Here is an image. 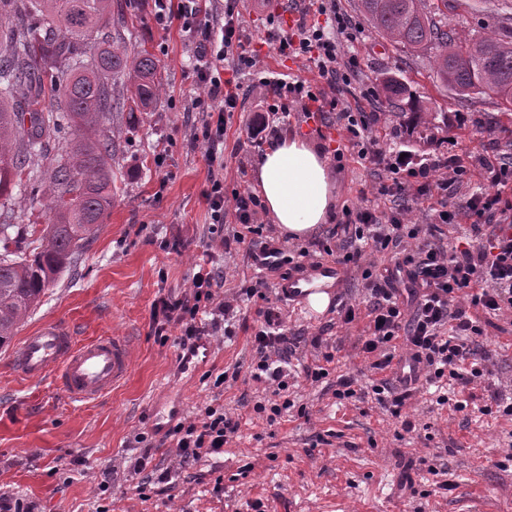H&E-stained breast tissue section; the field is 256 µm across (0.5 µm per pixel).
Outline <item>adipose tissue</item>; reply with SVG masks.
Segmentation results:
<instances>
[{"label":"adipose tissue","instance_id":"adipose-tissue-1","mask_svg":"<svg viewBox=\"0 0 512 512\" xmlns=\"http://www.w3.org/2000/svg\"><path fill=\"white\" fill-rule=\"evenodd\" d=\"M255 188L281 236L315 233L336 209V182L326 157L308 141L288 135L253 159Z\"/></svg>","mask_w":512,"mask_h":512}]
</instances>
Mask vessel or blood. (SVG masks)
Masks as SVG:
<instances>
[{
  "mask_svg": "<svg viewBox=\"0 0 512 512\" xmlns=\"http://www.w3.org/2000/svg\"><path fill=\"white\" fill-rule=\"evenodd\" d=\"M341 281L339 266L318 262L290 273L276 287L281 297L301 301ZM12 366L23 379L53 380L71 402L87 403L125 381L131 368V345L115 335L80 342L67 323L49 320L23 336Z\"/></svg>",
  "mask_w": 512,
  "mask_h": 512,
  "instance_id": "vessel-or-blood-1",
  "label": "vessel or blood"
}]
</instances>
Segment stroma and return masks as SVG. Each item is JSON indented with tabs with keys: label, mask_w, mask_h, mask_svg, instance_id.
I'll use <instances>...</instances> for the list:
<instances>
[{
	"label": "stroma",
	"mask_w": 512,
	"mask_h": 512,
	"mask_svg": "<svg viewBox=\"0 0 512 512\" xmlns=\"http://www.w3.org/2000/svg\"><path fill=\"white\" fill-rule=\"evenodd\" d=\"M352 21L350 54L359 66L349 85L336 92L339 107L359 111L380 91L378 77L390 72L407 80L421 98L447 113V125L417 135L433 152L438 138L454 136L469 167L493 156H512V125L494 98L458 99L433 76L427 57L394 47L367 22L358 0H338ZM245 36L270 71L291 74L309 85L322 80L305 57H284L267 40L266 15L247 0L239 5ZM126 41L131 50H148L157 59L162 95L157 107L129 123L115 113L121 135L112 161L116 194L105 224L48 288L23 331L41 321L68 323L77 339L104 334L126 337L132 345L131 371L124 383L93 402H70L50 381H25L9 362L11 348H0V491L34 503L38 512H512V416L483 413L493 397L512 399V314L491 317L474 311L483 329L474 347L484 374L463 385L468 406L455 412L437 408L428 393L409 399L401 418L371 401L337 400L328 383L298 379L288 389L295 407L280 424L268 426L253 404L262 394L247 370L252 359L254 305H242L230 336H210L207 356L182 365L179 332L160 342L151 326L159 297L187 292L195 261L207 244L223 235L211 224L202 192L208 166L204 149L191 146L198 121L192 108L200 91L190 66L193 43L179 21L169 26L153 19V0H132ZM498 16L487 0H455L448 26L479 30ZM242 109L224 128V193H250L254 183L251 153L241 151L265 91L252 78L241 79ZM493 124L487 135L480 128ZM284 133L306 137L330 160L340 209L371 206L388 211L391 202L375 196L376 177L334 113L306 115L294 110ZM345 148L342 161L335 149ZM282 308L306 360L330 352L337 374L368 386L375 374L362 351L369 307L361 272L346 273L343 287L323 313L307 302L286 301L277 289L266 293ZM358 316L344 323L342 306ZM237 380L214 383L222 372ZM238 415L237 436L214 454L186 469L174 463L166 431L194 422L205 405ZM410 428H403V421ZM148 470L170 473L167 491L139 488L133 471L140 457ZM410 473L414 488L398 483ZM448 489H441V482Z\"/></svg>",
	"instance_id": "35a3bbf8"
}]
</instances>
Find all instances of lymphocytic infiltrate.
Returning a JSON list of instances; mask_svg holds the SVG:
<instances>
[{
	"mask_svg": "<svg viewBox=\"0 0 512 512\" xmlns=\"http://www.w3.org/2000/svg\"><path fill=\"white\" fill-rule=\"evenodd\" d=\"M153 9L157 24L179 21L196 46L192 69L203 94L194 101L201 117L192 141L206 147L210 187L204 199L213 223H223L228 199L222 174L224 126L241 109L238 92L225 87V70L248 71L261 83L270 112L286 116L292 104L312 102L335 109L349 142L359 148V158L376 169L377 195L397 203L387 215L367 206L345 209L340 223L345 239L344 263L363 266L366 257L385 253L402 258L397 268L377 266L364 271L372 301L363 350L374 357L371 367L383 371L397 361L410 368L396 380L383 379L372 385L374 399L397 418L406 400L426 384L438 389V405L464 410V401L451 400L446 389L450 381L462 375L478 378L483 374L471 347L479 328L468 309L479 307L498 317L512 311V201L502 193L503 188L512 187V157L481 159L484 176L495 185V192L457 200L446 191L449 184L463 181L467 175L459 154L418 153L402 145L383 149L375 134L374 111L338 109L329 93L349 81L358 60L344 49L352 22L337 11L336 0H319L317 12L324 15V23L302 22L289 32L272 29L267 33L280 55L305 56L313 62L325 82L324 88L316 91L304 81L270 74L263 66L242 35L239 0H224L218 10L205 0H153ZM432 198L437 201L432 224H451L461 216L470 218L469 237L447 246L423 237L422 225L409 224L414 206ZM231 199L235 201V226L230 235L221 238L220 245L228 250L247 244L246 258L254 260L257 249L249 241L263 233L262 206L249 194L237 193ZM196 266L190 292L160 298L151 312L155 335L163 337L169 329H179V344L187 351L196 350L204 337L214 335L235 312L232 301L217 297L224 277L215 267L212 253L204 252ZM400 271L412 286L415 306L410 314L395 286ZM256 316L259 327L252 340L250 377L269 387L271 395L257 401L253 409L266 414L272 423L291 406L283 394L292 375L290 364L297 342L288 334L280 307L263 305L257 308ZM239 428V420L228 416L222 407L208 405L202 409L199 422L177 423L169 436L181 465L188 466L221 453Z\"/></svg>",
	"mask_w": 512,
	"mask_h": 512,
	"instance_id": "1",
	"label": "lymphocytic infiltrate"
}]
</instances>
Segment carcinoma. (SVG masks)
Returning <instances> with one entry per match:
<instances>
[{"label": "carcinoma", "instance_id": "cac0c4a2", "mask_svg": "<svg viewBox=\"0 0 512 512\" xmlns=\"http://www.w3.org/2000/svg\"><path fill=\"white\" fill-rule=\"evenodd\" d=\"M0 348L75 255L93 241L112 208V113L149 112L160 97L158 64L129 51L125 0H0ZM371 27L391 44L432 59L443 87L461 100L493 95L512 111V17L490 31L448 29V0H359ZM382 90L411 124L428 102L401 78ZM71 124L77 135H62ZM57 145L47 153L46 146ZM44 193L49 224L26 251L16 224V188ZM77 193L62 206V198Z\"/></svg>", "mask_w": 512, "mask_h": 512}]
</instances>
